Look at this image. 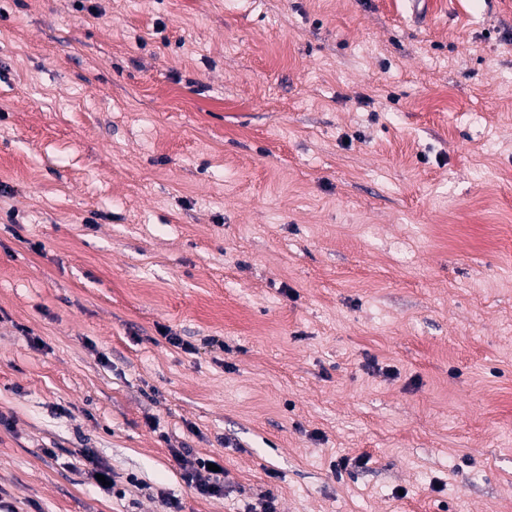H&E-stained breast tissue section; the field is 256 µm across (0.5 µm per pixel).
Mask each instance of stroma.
<instances>
[{
    "instance_id": "1",
    "label": "stroma",
    "mask_w": 512,
    "mask_h": 512,
    "mask_svg": "<svg viewBox=\"0 0 512 512\" xmlns=\"http://www.w3.org/2000/svg\"><path fill=\"white\" fill-rule=\"evenodd\" d=\"M88 3L0 0V494L512 512V0ZM172 453L181 465L183 479L199 495L212 498L224 494V486L221 485L218 479V475L224 474L223 458L221 463L213 456L197 457L192 454L189 448H175ZM208 463L217 465L220 471L207 469Z\"/></svg>"
}]
</instances>
